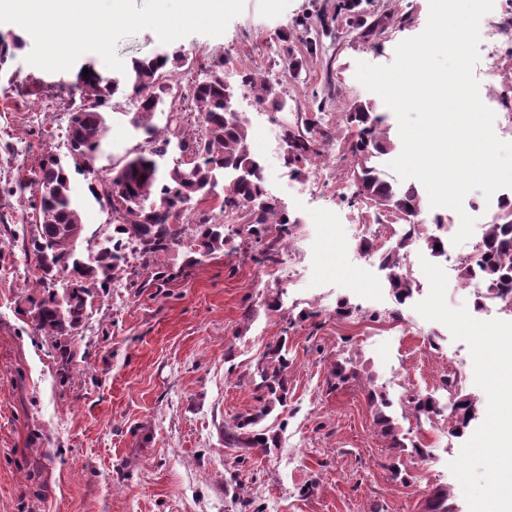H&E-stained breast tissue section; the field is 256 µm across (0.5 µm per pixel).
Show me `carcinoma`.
Here are the masks:
<instances>
[{
  "mask_svg": "<svg viewBox=\"0 0 512 512\" xmlns=\"http://www.w3.org/2000/svg\"><path fill=\"white\" fill-rule=\"evenodd\" d=\"M177 54H158L135 59L122 77L104 76L94 68L89 74L78 72L71 87L67 111L73 115L66 129V158L49 153L31 171L30 177L16 188L34 190L39 225L31 239V252L40 273L36 286L45 289L36 304V329L57 340L69 338L88 315L94 299L110 284L123 278L133 288H150L160 280L170 279L172 272L159 264L160 256L182 253L184 266L193 267L213 255L238 250L235 235L245 233L249 240L262 246V259L271 261L279 255L290 219L280 205L263 190L262 166L249 150V126L239 115L230 114L227 99L235 98L234 87L224 80V69L217 65L194 83L186 96L194 104L199 132L185 135V113L164 84V70L177 64ZM240 88L254 93L272 112L285 108L276 88L263 83L256 86L254 75H241ZM136 90L130 119L132 128L146 136L148 148L127 158L109 178L95 179L88 189L98 200L112 206V236L93 258L75 252L84 230L79 205L71 191V172L90 170L109 132L106 109L112 107L117 94L129 96ZM165 117L164 133L154 124L156 115ZM345 125L356 129V139L349 144L352 155L348 180L352 186L350 203L373 211L375 216L392 218L394 224L407 223V216L422 210L423 198L412 184L400 185L370 164L372 157L394 148L385 129L387 115L378 111L373 101H355L344 114ZM319 131L312 120L302 127H288L284 140L288 146V164L300 172L299 164L318 157L316 141ZM190 158L188 167L175 166L162 170L158 160L168 154L172 140ZM224 182V197L219 213H203L193 227L184 231L185 212L194 200L200 202L217 197L216 188ZM226 213L245 220L242 228L231 235L224 232ZM415 237L409 232L399 244L382 257L389 270V284L398 301L413 291L410 279L400 268V251ZM65 287L54 289L57 279ZM459 278L465 284L478 279L491 293H512V201L501 204L500 217L487 224L473 261L459 266ZM292 359L285 338L270 343L252 373V383L259 392V405L254 411L236 417L224 426V447L264 448L276 446V439L259 428V424L276 405L288 398V369ZM448 392V409L456 429L465 428L478 413V400L461 393L455 379H443ZM374 424L381 435L391 438V447L400 453L406 445L393 433L385 402H377ZM410 407L417 416L439 411L431 397L411 396Z\"/></svg>",
  "mask_w": 512,
  "mask_h": 512,
  "instance_id": "1",
  "label": "carcinoma"
}]
</instances>
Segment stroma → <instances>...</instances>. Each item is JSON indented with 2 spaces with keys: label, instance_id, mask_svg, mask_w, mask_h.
Masks as SVG:
<instances>
[{
  "label": "stroma",
  "instance_id": "obj_1",
  "mask_svg": "<svg viewBox=\"0 0 512 512\" xmlns=\"http://www.w3.org/2000/svg\"><path fill=\"white\" fill-rule=\"evenodd\" d=\"M338 0H245L243 12L218 37L192 34L165 44L146 28L120 40L124 64L160 53L181 54L167 85L186 90L214 63L231 86L240 70L274 84L286 102L261 114L238 103L250 127L249 148L267 176L266 193L287 212L300 271L288 280L278 263L250 254L216 256L156 288L114 283L75 331V359L63 364L54 340L37 332L33 302L36 262L28 250L37 211L31 196L8 194L47 152L66 151L69 113L61 100L74 70L48 72L26 61L33 39L23 29L8 75L0 76V512H231L239 491L259 512H427L438 487L457 512H469L449 468L473 429L449 432V417H417L412 394L446 400L444 378L483 397L458 360L466 342L414 309L427 292L397 303L381 267L365 265L353 208L333 190L304 194L315 172L289 166L271 143L288 126L319 111L334 117L332 155L346 177L350 135L343 115L373 99L356 78L358 62L388 65L403 40L420 35L429 0H358L360 22L336 14ZM387 25H380V18ZM331 22L322 30L320 19ZM301 63L299 75L288 69ZM18 84H10L9 74ZM132 106L115 96L104 151L94 175L76 174L83 234L76 251L97 249L112 232L111 213L88 190L126 156L146 147L133 131ZM352 313H338L341 303ZM286 338L288 405L263 422L278 437L272 452L224 445V426L256 404L251 374L268 343ZM351 360L356 380L332 386L337 362ZM385 396L396 432L422 455L406 457L393 475L389 441L377 431L369 393Z\"/></svg>",
  "mask_w": 512,
  "mask_h": 512
}]
</instances>
